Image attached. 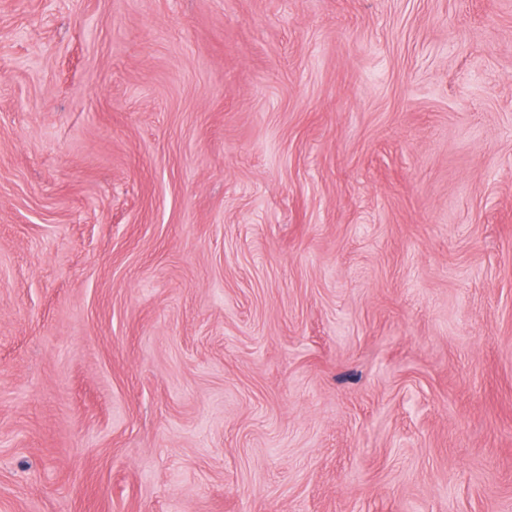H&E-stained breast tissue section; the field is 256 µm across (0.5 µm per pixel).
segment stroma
<instances>
[{
    "mask_svg": "<svg viewBox=\"0 0 512 512\" xmlns=\"http://www.w3.org/2000/svg\"><path fill=\"white\" fill-rule=\"evenodd\" d=\"M0 512H512V0H0Z\"/></svg>",
    "mask_w": 512,
    "mask_h": 512,
    "instance_id": "35a3bbf8",
    "label": "stroma"
}]
</instances>
